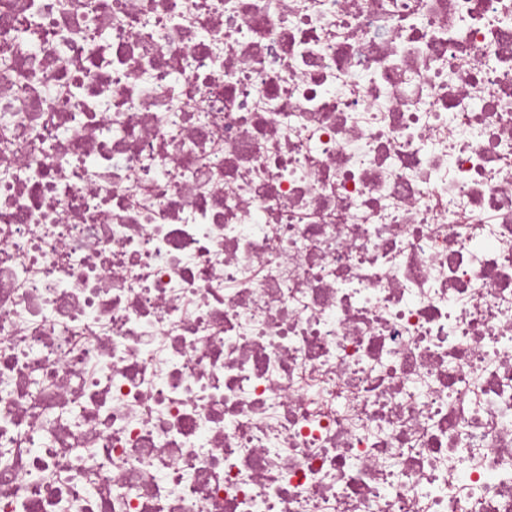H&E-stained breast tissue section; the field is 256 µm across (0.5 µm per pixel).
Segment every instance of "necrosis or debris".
I'll list each match as a JSON object with an SVG mask.
<instances>
[{"instance_id":"obj_1","label":"necrosis or debris","mask_w":512,"mask_h":512,"mask_svg":"<svg viewBox=\"0 0 512 512\" xmlns=\"http://www.w3.org/2000/svg\"><path fill=\"white\" fill-rule=\"evenodd\" d=\"M0 512H512V0H0Z\"/></svg>"}]
</instances>
